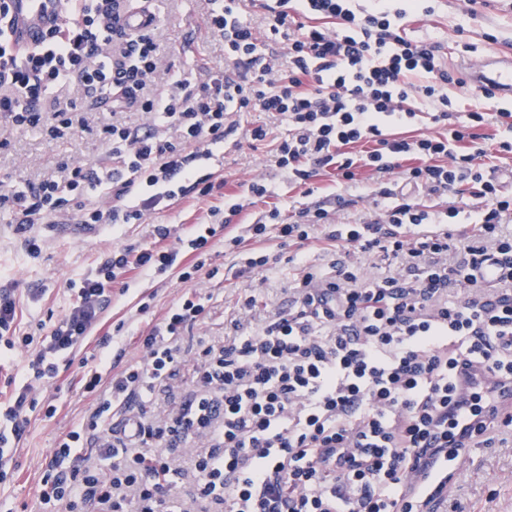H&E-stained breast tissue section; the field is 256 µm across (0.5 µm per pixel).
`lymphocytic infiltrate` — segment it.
Here are the masks:
<instances>
[{
    "label": "lymphocytic infiltrate",
    "mask_w": 512,
    "mask_h": 512,
    "mask_svg": "<svg viewBox=\"0 0 512 512\" xmlns=\"http://www.w3.org/2000/svg\"><path fill=\"white\" fill-rule=\"evenodd\" d=\"M68 2V20L51 22L39 44L19 53L7 34L9 0H0V149L23 129L53 140L93 131L107 146L99 164L68 158L24 189L0 183V210L14 214L28 256L41 253L43 224L75 217L109 232L143 223L175 198L213 195L219 184L200 173L202 160L239 133L265 140L272 119L288 126L274 163L289 178L306 182L331 167L350 182L356 168H370L382 212L336 224L317 205L287 224L272 208L225 239L235 276L269 267L260 247L268 237L303 245L318 234L337 246L380 249L404 273L305 266L287 310L258 325L256 301L247 299L231 333L201 344L192 365L184 335L206 316L195 290L139 333L142 356L121 370L106 351L112 337H104V353L81 375L95 407L57 439L41 504L47 512H433L443 492L432 472L454 448L488 446L512 430V407L497 398L512 386V233L503 230L512 195L485 173L484 113L452 120L448 88L457 77L437 42L406 32L412 13L431 8L424 0H298L305 22L292 34L280 8L207 0V28L223 39L229 65L200 67L192 91L173 74L158 84L165 64L156 21L137 30L129 23L151 0ZM255 11L263 14L262 39L241 19ZM100 101L113 119L97 126L90 105ZM418 102L441 133H387V125L410 123ZM123 112L142 119L120 120ZM241 112L266 120L244 128ZM362 142L370 150L353 154ZM399 168L410 192L390 179ZM458 185L484 202L476 234L460 244L440 226L441 214L416 199ZM226 219L197 225L173 247L159 224L156 246L104 253L70 279L73 299L44 334L21 330L12 285L0 281V363L13 361L17 348L29 352L0 401V485L12 475L40 385L99 325L113 284L132 270L165 274L183 256L193 262L181 280L215 279L209 250ZM490 261L504 269L493 284L479 273ZM181 480L188 492H178Z\"/></svg>",
    "instance_id": "obj_1"
}]
</instances>
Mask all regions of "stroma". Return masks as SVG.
I'll return each mask as SVG.
<instances>
[{
	"mask_svg": "<svg viewBox=\"0 0 512 512\" xmlns=\"http://www.w3.org/2000/svg\"><path fill=\"white\" fill-rule=\"evenodd\" d=\"M205 0H157L159 36L162 49L173 65L178 78L190 86L199 82L198 64L222 69L226 66L222 43L208 32L204 23ZM408 34L416 39H433L440 46L443 64L458 71V45H473L471 61L512 49V0H481L469 5L467 0H436L434 12L428 17H415L407 25ZM288 127L273 125L267 141H226L217 149L209 165L217 179L225 183L223 194L237 192L240 183L255 177L265 179L271 193L249 205L229 224L224 236L212 242L211 263L224 266V237L237 235L242 225L258 219L271 208H280L288 220H296L302 209L323 202L335 205L344 198V207H337L336 219L352 222L363 217H378L380 207L372 193V174L360 170L358 184L353 188L338 185L333 171L321 172L308 184L289 179L271 161V151L277 141L287 137ZM12 148L0 154V178L16 185L19 178L36 180L51 173L56 161L65 155L93 162L100 159L106 148L91 133L77 134L72 140L57 141L35 130H19L10 135ZM223 194L203 199H182L157 211L147 223L126 224L113 235L78 237L66 232L47 234L41 254L32 258L20 246L21 235L11 214H0V275L10 276L16 284V299L21 312L22 328L42 323L52 326L69 305L67 282L70 277L96 264L101 255L115 245L135 249L154 242V227H169L172 237L187 235L193 225L209 220L211 207L222 205ZM273 263L269 269L239 278L201 280L198 291L209 295L208 315L203 324L186 334L190 344L220 336L231 319L238 317L245 297L256 299V308L263 316L287 309L302 270L293 259L302 253L316 270L328 272L335 255L322 242L307 243L301 250L281 245L278 239L264 241ZM129 291L113 288L112 300L106 306L100 324L74 353L62 361L60 373L53 384L40 390L42 402L56 406L54 418L41 413L29 415L23 435V445L16 454L15 475L10 484L0 487V503L9 512H34L41 489V480L58 436L86 417L93 405L92 396L80 384V365L99 354L98 343L104 334L113 333L118 324L135 322L145 329L158 322L166 309L189 291L177 274L152 278L132 271ZM148 298L150 310L138 314L141 298ZM467 512H512V443L500 448H474L464 471L449 485L438 512H455L456 506Z\"/></svg>",
	"mask_w": 512,
	"mask_h": 512,
	"instance_id": "stroma-1",
	"label": "stroma"
}]
</instances>
